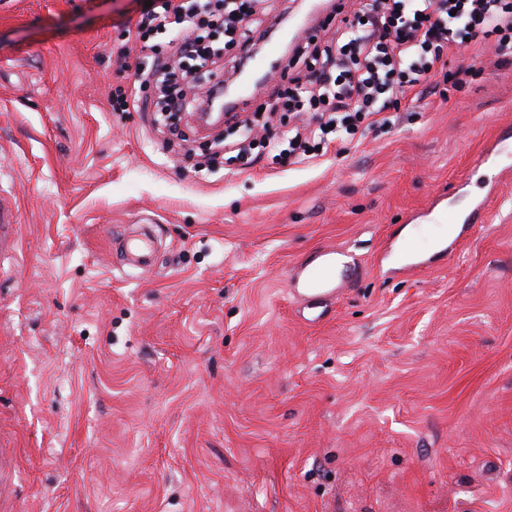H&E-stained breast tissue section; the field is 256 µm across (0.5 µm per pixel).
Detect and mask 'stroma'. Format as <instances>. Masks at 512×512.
<instances>
[{"label":"stroma","mask_w":512,"mask_h":512,"mask_svg":"<svg viewBox=\"0 0 512 512\" xmlns=\"http://www.w3.org/2000/svg\"><path fill=\"white\" fill-rule=\"evenodd\" d=\"M144 2L0 0L8 512H512V65L453 48L395 125L198 169L149 89L109 104ZM140 221L149 271L109 246ZM328 246L317 319L291 276Z\"/></svg>","instance_id":"obj_1"}]
</instances>
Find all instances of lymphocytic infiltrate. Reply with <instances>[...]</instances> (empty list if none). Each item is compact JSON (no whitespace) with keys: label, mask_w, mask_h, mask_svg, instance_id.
Masks as SVG:
<instances>
[{"label":"lymphocytic infiltrate","mask_w":512,"mask_h":512,"mask_svg":"<svg viewBox=\"0 0 512 512\" xmlns=\"http://www.w3.org/2000/svg\"><path fill=\"white\" fill-rule=\"evenodd\" d=\"M259 0H152L135 26L136 39L172 31L169 62L148 74L164 120L202 111L222 86L223 58L243 66L254 47L253 31L264 17ZM337 7L333 44L295 52L299 71L291 86L274 88L291 108L316 107L315 121L301 120L288 132L289 154L304 161L312 143L329 134H352L367 117L390 124L400 99L446 64L445 50L470 43L493 47L498 63H512V0H353Z\"/></svg>","instance_id":"f902f5d3"}]
</instances>
